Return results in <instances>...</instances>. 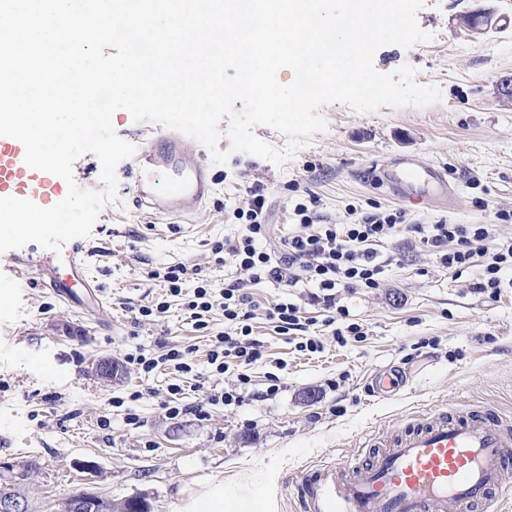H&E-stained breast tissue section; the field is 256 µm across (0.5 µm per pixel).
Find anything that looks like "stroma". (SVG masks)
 <instances>
[{
    "label": "stroma",
    "mask_w": 512,
    "mask_h": 512,
    "mask_svg": "<svg viewBox=\"0 0 512 512\" xmlns=\"http://www.w3.org/2000/svg\"><path fill=\"white\" fill-rule=\"evenodd\" d=\"M476 10L512 16V0H425L417 22L430 41L407 49L387 44L374 54L384 74L412 66L418 83L439 87V101L370 113L323 105L324 130L282 165L239 152L213 164L215 193L180 226L133 207L132 161L122 160L116 202L101 208L81 240V256L109 301L104 326L85 324L19 273V259L42 254V247L30 243L0 253V481L20 477L31 512H56L79 490L115 502L142 495L152 512H181L190 491L217 477L237 493L261 491L268 512H300L296 474L353 455L361 433L398 432L431 405L490 406L512 416V288L494 300L471 291L481 266L455 276L405 231L389 242L394 262L383 288L341 296L365 324L363 341L338 346L328 311L305 298L303 315L323 348L297 351L263 315L280 288L272 282L252 287L259 309L252 325L265 357L247 373L257 389L273 373L284 382L264 401L228 409L207 402L227 383L208 365L210 344L224 330L221 310L204 331L176 300L164 317L138 313L166 300L163 282L148 276L159 267L182 263L223 287L228 269L216 263L212 248L237 234L240 222L230 209L256 185L266 192L279 238L296 230L295 204L309 201L318 224L343 223L352 204L401 210L410 224H488L493 242L512 238V223L498 217L512 213V102L498 92L501 81L512 78V31L471 33L459 16ZM404 155L445 167L458 193L445 204H413L374 182L376 167ZM172 344L190 348L193 376L169 369L146 376L126 362L127 355H157ZM101 358L118 364L117 378L95 371ZM386 368L407 382L395 397L381 399L370 378ZM171 383L184 386L185 403L205 404V416L168 419L162 404ZM134 392L141 395L130 406L140 416L135 426L126 424V409L108 404Z\"/></svg>",
    "instance_id": "obj_1"
}]
</instances>
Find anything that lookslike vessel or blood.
Masks as SVG:
<instances>
[{
  "label": "vessel or blood",
  "instance_id": "vessel-or-blood-1",
  "mask_svg": "<svg viewBox=\"0 0 512 512\" xmlns=\"http://www.w3.org/2000/svg\"><path fill=\"white\" fill-rule=\"evenodd\" d=\"M23 146L0 149V190L30 174ZM132 204L180 219L196 214L216 179L201 151L172 129L145 137L135 155ZM166 173L158 191V173ZM407 201L445 200L453 188L445 168L415 156L395 158L376 176ZM50 295L86 323L104 309L78 247L25 261ZM358 460L339 458L301 470L295 480L302 512H512L497 496L512 478V420L490 411L434 407L408 419L397 434L360 438Z\"/></svg>",
  "mask_w": 512,
  "mask_h": 512
}]
</instances>
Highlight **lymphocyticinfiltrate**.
Segmentation results:
<instances>
[{
    "instance_id": "f902f5d3",
    "label": "lymphocytic infiltrate",
    "mask_w": 512,
    "mask_h": 512,
    "mask_svg": "<svg viewBox=\"0 0 512 512\" xmlns=\"http://www.w3.org/2000/svg\"><path fill=\"white\" fill-rule=\"evenodd\" d=\"M299 230L278 244H271V226L267 222L266 197L259 189L248 193V204L235 208L233 215L244 223L237 237L216 244L215 252L224 256L234 269L221 290H214L207 282H199L192 290H184L188 268L174 264L151 271L150 276L167 285L170 296L181 298L184 312L194 327L208 329L210 314L221 309L224 331L218 334L208 352V363L213 375L228 372L231 364L253 365L264 357V343L253 334L255 317L253 301L246 290L247 283L276 282L281 288L307 286L315 289L316 300L329 311V324L339 345L348 340H363L366 331L362 322L352 319L347 307L339 305L341 291H372L383 287L384 275L392 258L385 246L401 231L414 234L424 248L435 256L441 268L462 275L465 270L481 263V278L471 283L474 292L500 296L502 289L512 288V239L488 247L490 228L485 224H406L402 211L392 209L367 212L349 206V220L344 224L314 225L307 204L294 207ZM265 318L275 334L296 339L301 351L318 352L323 348L319 336L310 330V324L301 314L295 299L282 297L273 301L265 311ZM189 349L169 345L159 355H132L129 364L138 372L149 374L159 367L189 375L194 371ZM251 380L243 373L224 389L210 395V405L238 407L246 395L265 400L276 395L282 387L277 376H270L269 384L261 390H251Z\"/></svg>"
}]
</instances>
